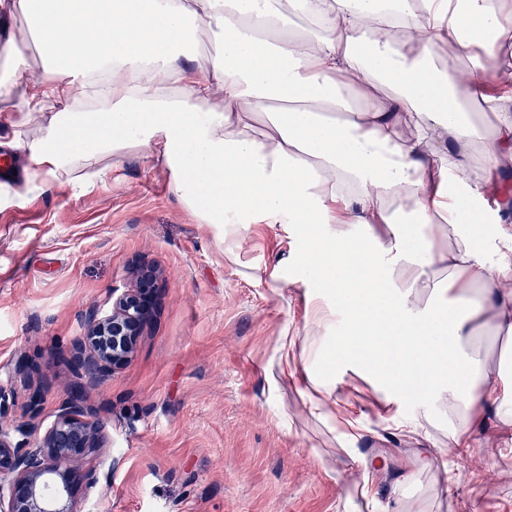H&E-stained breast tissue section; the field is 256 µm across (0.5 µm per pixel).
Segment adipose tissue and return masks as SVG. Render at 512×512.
<instances>
[{
    "label": "adipose tissue",
    "mask_w": 512,
    "mask_h": 512,
    "mask_svg": "<svg viewBox=\"0 0 512 512\" xmlns=\"http://www.w3.org/2000/svg\"><path fill=\"white\" fill-rule=\"evenodd\" d=\"M0 15V98L40 129L11 140L31 177L87 188L137 149L229 259L251 225H287L271 279L306 286L307 317L279 336V366L308 412L365 369L407 406L396 430L426 443L423 466L477 432L512 439V359L479 343L512 341V71L486 67L512 56V0H0ZM437 408L440 439L423 423Z\"/></svg>",
    "instance_id": "obj_1"
}]
</instances>
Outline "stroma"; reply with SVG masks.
<instances>
[{
  "instance_id": "obj_1",
  "label": "stroma",
  "mask_w": 512,
  "mask_h": 512,
  "mask_svg": "<svg viewBox=\"0 0 512 512\" xmlns=\"http://www.w3.org/2000/svg\"><path fill=\"white\" fill-rule=\"evenodd\" d=\"M239 262L178 203L160 162L123 159L106 182L76 189L25 175L0 180V389L26 398L27 358L51 423L73 383L108 454L82 466L98 484L81 512H512V450L472 440L483 470L450 456L428 469L421 442L396 434L395 408L372 381L337 387V416L356 443L302 412L299 383L279 373L278 337L305 326L301 291L270 288L287 262V231L251 225ZM157 268L155 306L129 363L93 380L71 348L113 289ZM371 472L373 496L346 500L350 474Z\"/></svg>"
}]
</instances>
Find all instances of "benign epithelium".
I'll return each instance as SVG.
<instances>
[{
	"mask_svg": "<svg viewBox=\"0 0 512 512\" xmlns=\"http://www.w3.org/2000/svg\"><path fill=\"white\" fill-rule=\"evenodd\" d=\"M157 278L154 268H141L135 287L112 290L108 307L92 312L72 348L77 369L98 378L128 363L153 310ZM28 389L22 419L0 426V512H78V490L97 484L95 471L79 461L106 447V439L77 389L40 430L42 390Z\"/></svg>",
	"mask_w": 512,
	"mask_h": 512,
	"instance_id": "obj_1",
	"label": "benign epithelium"
}]
</instances>
